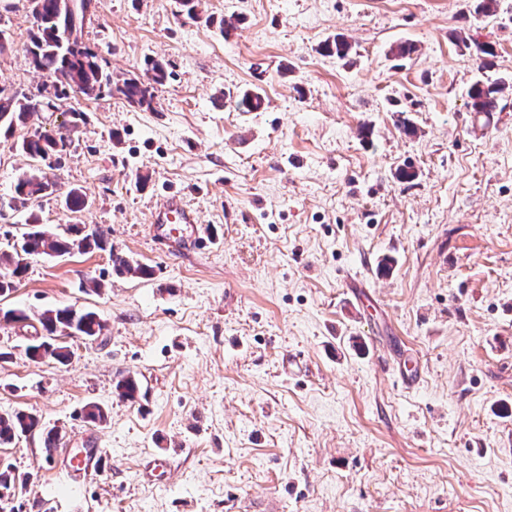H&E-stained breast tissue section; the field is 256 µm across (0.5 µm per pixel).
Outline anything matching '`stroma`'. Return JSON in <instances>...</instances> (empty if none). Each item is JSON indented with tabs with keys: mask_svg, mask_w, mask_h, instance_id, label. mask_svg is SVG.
Here are the masks:
<instances>
[{
	"mask_svg": "<svg viewBox=\"0 0 512 512\" xmlns=\"http://www.w3.org/2000/svg\"><path fill=\"white\" fill-rule=\"evenodd\" d=\"M32 26L27 0H0V86L18 93L42 81ZM339 34L343 60L322 50ZM82 41L113 78L147 79L151 58L168 78L152 108L73 93L0 134L5 200L32 166L17 141L67 138L55 192L0 213V249L32 212L109 245L30 258L0 297L31 314L0 322V414L61 431L51 456L37 433L0 447L27 477L0 512H512V88L478 134L468 98L512 80V0L489 15L478 0H199L193 17L176 0H92ZM246 90L263 110H237ZM171 190L207 230L181 251L151 224ZM115 254L151 276L115 272ZM353 286L377 315L355 320ZM66 306L97 313L102 335L70 342L64 365L30 358L38 315ZM391 341L418 359L415 389ZM130 374L132 402L116 390ZM91 402L106 423L84 419ZM82 449L90 471L60 474Z\"/></svg>",
	"mask_w": 512,
	"mask_h": 512,
	"instance_id": "1",
	"label": "stroma"
}]
</instances>
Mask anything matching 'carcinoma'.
Listing matches in <instances>:
<instances>
[{
	"mask_svg": "<svg viewBox=\"0 0 512 512\" xmlns=\"http://www.w3.org/2000/svg\"><path fill=\"white\" fill-rule=\"evenodd\" d=\"M34 19L28 41L24 44V52L34 70L41 73L42 78L53 80V99L60 101L69 92L80 90L87 98H97L103 91L117 88L130 104L149 108L154 98V86L162 84L168 77L167 63L156 59L148 64L151 81L145 83L135 77L112 80V75L105 72L97 54L85 46L79 37L72 35L66 21L62 20L59 0H38L37 9L32 12ZM509 87V83L501 80L495 83L475 82L468 90L471 110L479 114H487L499 110L501 94ZM265 98L257 91H246L238 96L236 108L241 112H258L264 109ZM47 109V103L38 95H19L5 87H0V127H5L9 134L17 124L25 123L33 114ZM66 148L64 136L55 137L48 133L34 132L20 142L18 149L34 161H46ZM53 189V183L39 167L32 168L18 178L11 200L25 205L28 202L44 197ZM72 235L53 234L45 237V229L39 225L36 216L31 217L29 231L25 233L31 251L44 256L63 257L73 251L77 242L84 243L85 251L105 249L103 233L91 238L80 234V229H71ZM114 267L119 272H128L139 276L150 275V269L141 265L134 266L127 259L112 257ZM6 270L11 283L18 284L26 272V268L18 266L16 251L0 250V270ZM43 335L40 340L28 348L33 358L49 355L60 364L67 363L71 358L69 346L60 341L56 328L75 325L83 336L95 338L101 335L103 324L97 314L88 310L63 308L46 310L38 317ZM120 396L133 401L139 392V382L132 376L124 377L118 383ZM41 427L40 420L32 413L18 411L0 415V446L12 444L20 436Z\"/></svg>",
	"mask_w": 512,
	"mask_h": 512,
	"instance_id": "cac0c4a2",
	"label": "carcinoma"
}]
</instances>
